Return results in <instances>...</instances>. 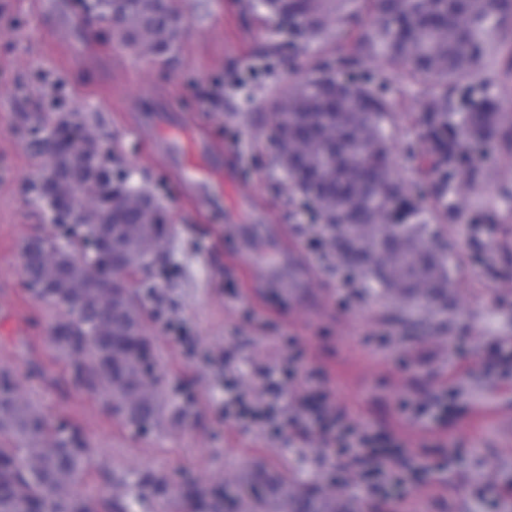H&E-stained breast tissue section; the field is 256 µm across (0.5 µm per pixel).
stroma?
<instances>
[{
	"mask_svg": "<svg viewBox=\"0 0 512 512\" xmlns=\"http://www.w3.org/2000/svg\"><path fill=\"white\" fill-rule=\"evenodd\" d=\"M180 6L188 29L159 64L87 41L95 21L77 0H0V370L51 420L82 429L92 461L80 489L99 502L185 512L184 483L222 487L237 504L264 493L268 478L336 512H402L404 499L381 504L366 482L318 465L316 430L286 425L269 438L225 418L230 398H259L272 381L280 412L318 388L339 420L394 434L407 458L443 467L441 485L424 473L408 478L405 498L423 512H512V360L491 348L512 341V142L471 150L478 180L463 172L439 180L418 123L428 86L379 57L363 59L359 75L383 85L392 109V176L422 188L453 281L447 312L417 335L382 288L312 254L308 241L324 227L274 161L268 102L305 77L312 56L348 46L349 26L333 20L328 45L297 54L252 0ZM505 62L502 53L487 58L482 82L450 94L495 96L512 130ZM55 110L81 113L115 171L148 187L171 217L163 259L135 277L165 403L145 432L107 410L103 392L70 383L48 335L58 313L25 285L23 241L55 231L29 191L42 160L29 149L25 118ZM183 125L193 136L160 142L159 130ZM190 161L200 181L185 186ZM146 474L164 479L166 492H138Z\"/></svg>",
	"mask_w": 512,
	"mask_h": 512,
	"instance_id": "35a3bbf8",
	"label": "stroma"
}]
</instances>
